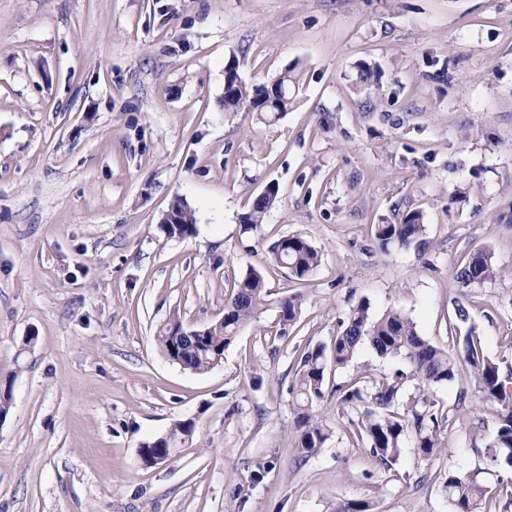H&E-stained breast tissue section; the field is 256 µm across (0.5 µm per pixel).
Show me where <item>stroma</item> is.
<instances>
[{"label": "stroma", "instance_id": "obj_1", "mask_svg": "<svg viewBox=\"0 0 512 512\" xmlns=\"http://www.w3.org/2000/svg\"><path fill=\"white\" fill-rule=\"evenodd\" d=\"M231 64L249 84L289 74L287 112L225 111ZM270 184L278 205L243 232ZM177 198L186 238L161 228ZM411 211L425 247L381 252L374 225ZM294 234L322 255L304 285L265 263ZM485 248L499 276L462 286ZM252 267L267 305L223 362H169L158 327L219 320ZM361 302L449 349L464 304L512 367V0H0V512H448V469L496 486L497 411L466 370L430 393L466 398L446 454L380 469L328 398L334 436L297 462L294 350ZM180 421L192 435L144 466ZM170 209L177 213L179 224H162L166 235L171 238L192 236L195 232L196 220L191 206L184 199L177 198L167 211ZM305 297L301 293L283 298L278 304L279 322L283 326L280 337H286V327L294 326L299 318Z\"/></svg>", "mask_w": 512, "mask_h": 512}]
</instances>
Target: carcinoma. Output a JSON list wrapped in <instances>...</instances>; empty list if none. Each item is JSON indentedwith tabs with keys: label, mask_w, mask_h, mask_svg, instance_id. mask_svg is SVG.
<instances>
[{
	"label": "carcinoma",
	"mask_w": 512,
	"mask_h": 512,
	"mask_svg": "<svg viewBox=\"0 0 512 512\" xmlns=\"http://www.w3.org/2000/svg\"><path fill=\"white\" fill-rule=\"evenodd\" d=\"M289 94L270 95L265 84L248 85L224 95L226 112H260L277 116L288 110ZM279 202L273 186L253 201L241 216L246 230H258L269 210ZM178 223L165 224L167 236L184 238L195 233V215L191 206L177 198L170 205ZM426 225L417 211L408 213L400 224L375 225L378 248L386 252L392 245L423 244ZM321 262L319 251L301 235L283 237L268 250L266 263L288 269L298 281L309 280ZM500 268L494 254L483 250L458 266L456 278L466 287L481 286L496 279ZM262 272L254 267L232 287L224 304V321L210 325L203 336L190 337L179 317L171 316L161 325L155 341L172 363L204 372L222 363L225 349L239 330L255 319L266 304ZM305 297L301 293L283 298L278 304L283 327L296 324ZM369 346L378 356L401 357L409 371L373 377L353 375L349 380L330 386L331 376L352 362L357 350ZM295 445L297 459L306 460L320 452L333 435L332 427L316 413L325 396L336 397L341 410L351 412L349 442L368 451L375 465L391 467L403 454L407 441L422 459L447 451V432L451 430L465 402L460 395L454 406H440L429 395L431 389L457 377L461 365L471 368L477 392L483 402L498 407L497 423L486 444V457L501 471H512V393L506 380L511 374L502 369V361L487 354L481 336L473 327L458 337L454 351L441 348L421 336L416 325L398 311L378 317L360 303L350 310L341 330L329 343L295 349ZM448 512H497L495 491L472 477L448 470L442 482Z\"/></svg>",
	"instance_id": "1"
}]
</instances>
